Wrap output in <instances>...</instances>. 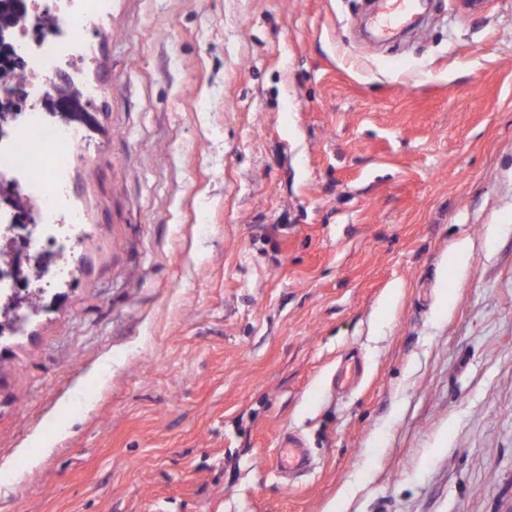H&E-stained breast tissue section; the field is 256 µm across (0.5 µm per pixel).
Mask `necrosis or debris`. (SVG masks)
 I'll return each instance as SVG.
<instances>
[{
	"label": "necrosis or debris",
	"mask_w": 512,
	"mask_h": 512,
	"mask_svg": "<svg viewBox=\"0 0 512 512\" xmlns=\"http://www.w3.org/2000/svg\"><path fill=\"white\" fill-rule=\"evenodd\" d=\"M54 2V9L47 12L43 0H28L29 14L13 30L15 43L25 48L16 82L27 90H46L55 64L80 57L91 15L105 6V0ZM43 15L54 25L67 27L69 40H60L37 25ZM85 145L82 128L34 104L21 107L16 119L0 133V169L19 174L14 189L35 216L30 249L22 254L21 262L39 264L44 284L67 279L72 272L74 256L55 236L53 221L63 217L70 235L80 232L81 217L69 206L66 171L69 158Z\"/></svg>",
	"instance_id": "4bbe7bcc"
}]
</instances>
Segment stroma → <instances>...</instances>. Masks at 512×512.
I'll list each match as a JSON object with an SVG mask.
<instances>
[{
    "instance_id": "35a3bbf8",
    "label": "stroma",
    "mask_w": 512,
    "mask_h": 512,
    "mask_svg": "<svg viewBox=\"0 0 512 512\" xmlns=\"http://www.w3.org/2000/svg\"><path fill=\"white\" fill-rule=\"evenodd\" d=\"M377 8L94 18L76 267L0 342V512H512V0ZM274 467L278 474L292 478L308 467L305 448L297 436L288 435L274 455Z\"/></svg>"
}]
</instances>
